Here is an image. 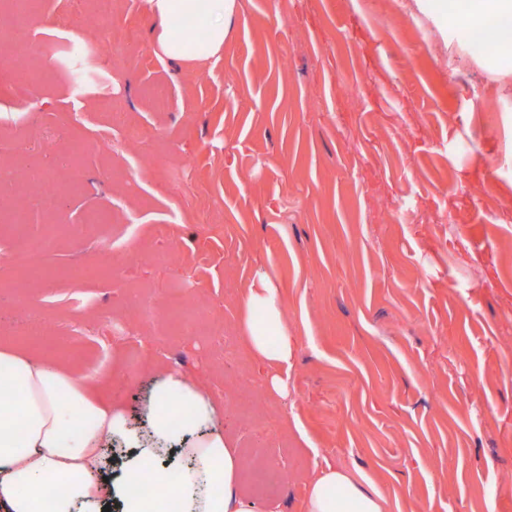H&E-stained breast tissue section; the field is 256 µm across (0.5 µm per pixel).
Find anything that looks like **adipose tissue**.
Listing matches in <instances>:
<instances>
[{"label": "adipose tissue", "mask_w": 512, "mask_h": 512, "mask_svg": "<svg viewBox=\"0 0 512 512\" xmlns=\"http://www.w3.org/2000/svg\"><path fill=\"white\" fill-rule=\"evenodd\" d=\"M159 22L154 47L169 60L204 63L224 51L238 13V0H147ZM449 27L470 22L478 31L502 24L501 42L512 44V0H444ZM206 21L204 40L189 37L186 16ZM243 333L258 360L289 364L295 340L285 322L278 286L258 274L244 300ZM0 503L7 512H36L47 487H56L51 512H255L238 490V456L219 426L216 404L194 378L174 370L156 379L145 407L147 427L134 425L110 402L97 378L61 362L49 351L41 358L0 346ZM114 446L106 455L105 446ZM178 466L163 464L165 455ZM156 494L139 490L143 482ZM386 500L351 472L329 467L311 480L307 512H386Z\"/></svg>", "instance_id": "ef3b65f1"}]
</instances>
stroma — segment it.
Here are the masks:
<instances>
[{
    "mask_svg": "<svg viewBox=\"0 0 512 512\" xmlns=\"http://www.w3.org/2000/svg\"><path fill=\"white\" fill-rule=\"evenodd\" d=\"M63 8L44 0L20 36L44 45L33 94L0 91V206L50 173L27 232L67 226L39 260L73 275L18 288L0 255V343L26 348L35 313L54 318L46 347L137 421L158 374L195 377L240 469L261 460L283 485L256 512H306L327 465L388 512H512V56L471 54L431 0H239L223 54L187 66L155 54L146 0H120L134 51L59 65L75 38L107 50L91 8L65 29ZM98 210L115 223L88 224ZM106 250L121 280L75 278ZM260 270L296 338L278 368L240 330ZM175 304L205 324L172 328Z\"/></svg>",
    "mask_w": 512,
    "mask_h": 512,
    "instance_id": "1",
    "label": "stroma"
}]
</instances>
